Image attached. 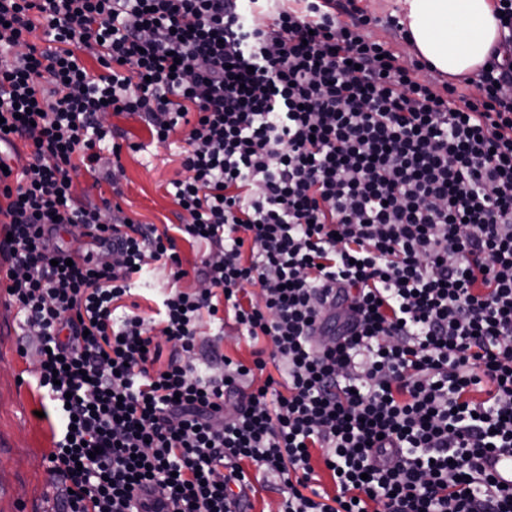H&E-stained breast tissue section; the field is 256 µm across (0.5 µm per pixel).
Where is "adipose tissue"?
Returning a JSON list of instances; mask_svg holds the SVG:
<instances>
[{
  "label": "adipose tissue",
  "mask_w": 512,
  "mask_h": 512,
  "mask_svg": "<svg viewBox=\"0 0 512 512\" xmlns=\"http://www.w3.org/2000/svg\"><path fill=\"white\" fill-rule=\"evenodd\" d=\"M412 52L450 79L471 75L499 40L490 0H403Z\"/></svg>",
  "instance_id": "1"
}]
</instances>
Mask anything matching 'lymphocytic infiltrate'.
<instances>
[{
  "label": "lymphocytic infiltrate",
  "instance_id": "lymphocytic-infiltrate-1",
  "mask_svg": "<svg viewBox=\"0 0 512 512\" xmlns=\"http://www.w3.org/2000/svg\"><path fill=\"white\" fill-rule=\"evenodd\" d=\"M493 2L502 41L461 91L357 0H0V148L28 155L0 170V287L58 415L55 512H244L246 461L278 512H512V0ZM111 114L159 144L186 127L175 233L77 200L121 152ZM178 233L205 247L198 288L125 305L147 260L185 277ZM222 310L252 365L201 351ZM270 363L283 380L255 385Z\"/></svg>",
  "mask_w": 512,
  "mask_h": 512
}]
</instances>
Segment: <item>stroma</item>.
Returning a JSON list of instances; mask_svg holds the SVG:
<instances>
[{
  "instance_id": "obj_1",
  "label": "stroma",
  "mask_w": 512,
  "mask_h": 512,
  "mask_svg": "<svg viewBox=\"0 0 512 512\" xmlns=\"http://www.w3.org/2000/svg\"><path fill=\"white\" fill-rule=\"evenodd\" d=\"M108 122L124 135L117 174L122 195L114 197L115 188L102 173L83 171L75 181L77 198L93 204L117 198L125 214L161 231L184 223L171 196L173 181L185 176L180 156L183 133L157 144L138 116L122 114ZM169 286L168 270L150 265L134 284L133 299L140 311L156 313ZM21 321L0 295V512H51L54 489L44 458L54 446L57 418L37 386L33 358L19 352Z\"/></svg>"
}]
</instances>
